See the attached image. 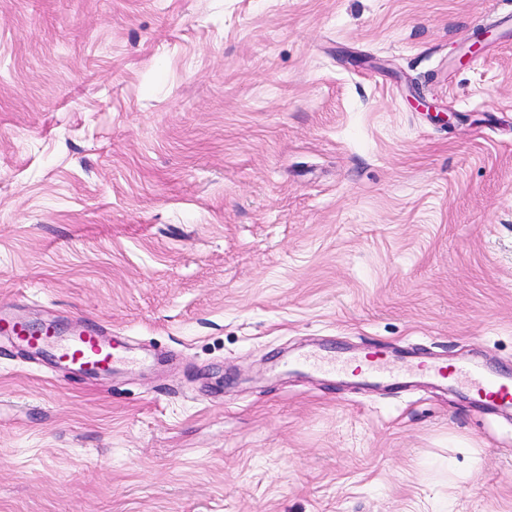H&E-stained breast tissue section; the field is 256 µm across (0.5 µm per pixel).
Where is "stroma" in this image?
Here are the masks:
<instances>
[{
  "label": "stroma",
  "mask_w": 512,
  "mask_h": 512,
  "mask_svg": "<svg viewBox=\"0 0 512 512\" xmlns=\"http://www.w3.org/2000/svg\"><path fill=\"white\" fill-rule=\"evenodd\" d=\"M0 306L138 360L0 335V512H512V0H0ZM112 340L103 339L98 331L78 330L56 347V359L76 366L92 369L106 368L122 360L115 356ZM441 379H457L479 399L502 406H512V379L486 376L466 367L439 366L422 368Z\"/></svg>",
  "instance_id": "1"
}]
</instances>
